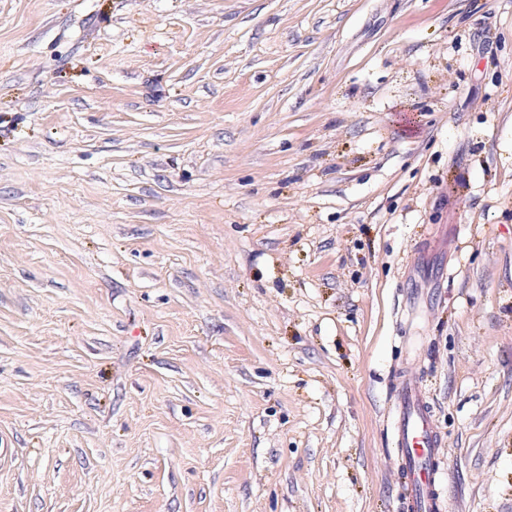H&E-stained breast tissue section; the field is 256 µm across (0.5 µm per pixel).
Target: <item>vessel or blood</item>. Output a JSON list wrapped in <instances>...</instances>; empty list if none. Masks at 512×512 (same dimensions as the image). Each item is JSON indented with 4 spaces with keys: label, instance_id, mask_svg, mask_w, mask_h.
I'll return each mask as SVG.
<instances>
[{
    "label": "vessel or blood",
    "instance_id": "1",
    "mask_svg": "<svg viewBox=\"0 0 512 512\" xmlns=\"http://www.w3.org/2000/svg\"><path fill=\"white\" fill-rule=\"evenodd\" d=\"M396 390L399 405L394 434L408 475L406 508L408 512H445V501L436 491L433 468L442 436L434 425L426 392L417 379L408 376L401 377Z\"/></svg>",
    "mask_w": 512,
    "mask_h": 512
}]
</instances>
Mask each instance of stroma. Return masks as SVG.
Here are the masks:
<instances>
[{"label":"stroma","instance_id":"obj_1","mask_svg":"<svg viewBox=\"0 0 512 512\" xmlns=\"http://www.w3.org/2000/svg\"><path fill=\"white\" fill-rule=\"evenodd\" d=\"M512 512V0H0V512ZM399 405L394 420L395 444L408 475L405 503L408 512H444L436 491L433 463L442 445L426 392L420 382L404 376L397 387Z\"/></svg>","mask_w":512,"mask_h":512}]
</instances>
